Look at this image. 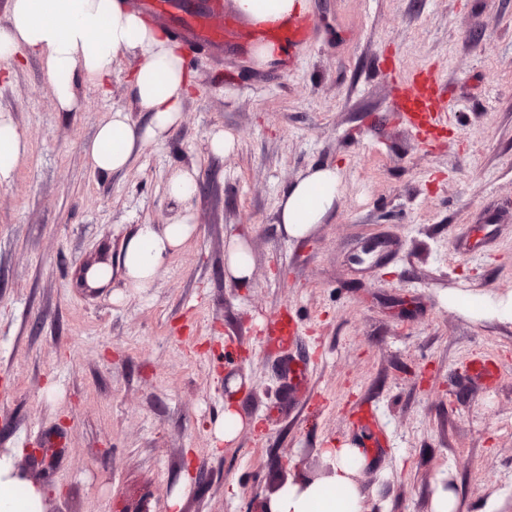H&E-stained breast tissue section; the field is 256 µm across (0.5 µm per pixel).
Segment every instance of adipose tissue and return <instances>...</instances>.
<instances>
[{
	"instance_id": "1",
	"label": "adipose tissue",
	"mask_w": 512,
	"mask_h": 512,
	"mask_svg": "<svg viewBox=\"0 0 512 512\" xmlns=\"http://www.w3.org/2000/svg\"><path fill=\"white\" fill-rule=\"evenodd\" d=\"M233 7L259 26L262 38L252 56L265 64L281 53L279 32L290 21L305 17L309 0H233ZM26 55L41 59L62 112L76 106L78 84L107 85L120 57L138 59L132 82L149 122L140 126L127 112L110 113L84 148L92 169L102 173L124 170L138 149L162 141L178 124L191 95L193 82L180 44L122 0H11L8 21L0 25V60ZM27 149L28 139L12 115L0 113V184L11 180ZM338 180L336 169H312L285 193L279 220L288 236L304 237L323 223L336 206ZM196 231L185 216L160 230L140 225L123 244L127 286L139 291L152 288L167 259ZM20 454L17 448L0 453V512H44V489L22 477L17 466ZM360 454V449L349 446L325 449L332 474L302 487L286 484L272 495V512H363L364 497L348 466L349 459Z\"/></svg>"
}]
</instances>
